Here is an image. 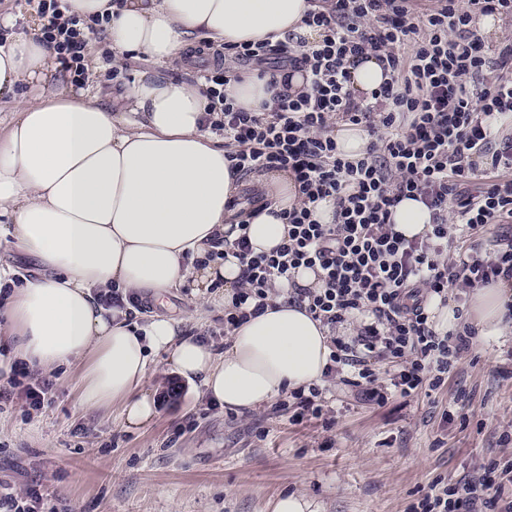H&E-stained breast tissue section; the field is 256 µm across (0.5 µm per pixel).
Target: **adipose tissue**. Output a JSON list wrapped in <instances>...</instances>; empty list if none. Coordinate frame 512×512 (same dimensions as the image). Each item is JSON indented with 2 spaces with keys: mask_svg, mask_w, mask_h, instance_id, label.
I'll list each match as a JSON object with an SVG mask.
<instances>
[{
  "mask_svg": "<svg viewBox=\"0 0 512 512\" xmlns=\"http://www.w3.org/2000/svg\"><path fill=\"white\" fill-rule=\"evenodd\" d=\"M81 17L112 13L119 52L164 63L183 57L198 36L216 44L288 37L315 44L320 35L302 19L311 0H69ZM61 66L55 53L25 33L0 43V99L14 110L0 119V243L41 268L23 279L0 264V330L10 339L0 370L17 365L47 373L77 367L80 404L117 412L138 431L157 415L149 366L166 360L211 402L253 411L285 392L321 383L329 362L328 327L290 304V285L318 287L313 270L279 282L265 312L232 329L223 352L184 333V319L130 306L105 307L108 288L152 293L156 302L178 288L201 296L223 282L232 298L241 273L235 257L194 266L220 238L235 240L239 224L254 252L270 251L288 233L282 217L299 201L285 171L263 175L268 203L239 215L232 201L239 175L226 150L203 125L207 100L198 88L144 73L114 112L96 98L65 88L42 92ZM30 95H21V86ZM225 95L251 112L269 111L266 78L252 73L225 86ZM512 283L478 288L464 309L433 298L440 333L468 318L481 335L512 332Z\"/></svg>",
  "mask_w": 512,
  "mask_h": 512,
  "instance_id": "adipose-tissue-1",
  "label": "adipose tissue"
}]
</instances>
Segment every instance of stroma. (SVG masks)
Masks as SVG:
<instances>
[{
  "label": "stroma",
  "mask_w": 512,
  "mask_h": 512,
  "mask_svg": "<svg viewBox=\"0 0 512 512\" xmlns=\"http://www.w3.org/2000/svg\"><path fill=\"white\" fill-rule=\"evenodd\" d=\"M196 65H165L147 57L114 64L107 35L89 49L95 72L88 84L103 105L122 96L145 72L200 85L216 65L243 74L250 63L217 55L198 39ZM223 285L207 304L189 289L172 291L166 314L199 311L202 333L224 349ZM53 388L41 410L24 399L0 409V489H37L51 512H269L281 494L303 493L325 512H408L434 482H462L480 465L512 459V334L478 336L432 394L362 401L333 379L322 398L331 426L295 424L275 404L243 415L209 404L164 360L151 366L158 417L147 430H125L117 416L80 408L75 390L51 373Z\"/></svg>",
  "instance_id": "stroma-1"
}]
</instances>
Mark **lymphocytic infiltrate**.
Segmentation results:
<instances>
[{
    "label": "lymphocytic infiltrate",
    "instance_id": "f902f5d3",
    "mask_svg": "<svg viewBox=\"0 0 512 512\" xmlns=\"http://www.w3.org/2000/svg\"><path fill=\"white\" fill-rule=\"evenodd\" d=\"M45 23L41 42L79 80L88 77L87 46L106 30L109 17L84 23L67 14L64 0H38ZM512 14V0H322L304 23L320 30L313 46L296 41L270 48L266 42L231 45L235 59L265 66L273 104L249 112L228 99L229 70L206 76L207 126L222 132L236 172H291L301 195L285 212L288 234L268 254H253L247 237L236 241L240 287L224 313L225 329L263 314L275 282L296 268L316 269L319 288H300L296 302L329 328L358 323L356 335L333 338L327 376L346 375L347 385L384 406L392 396L409 397L441 387L463 353L473 346L471 329L442 335L428 303L450 286L472 290L498 279L512 280V138L492 142L486 120L512 117V42L498 57L469 35L475 15ZM375 56L391 72L371 99L352 92L350 68ZM500 75L484 80L489 68ZM311 84L293 93L279 85L293 72ZM364 126L371 138L361 159L341 157L330 131L334 120ZM487 156L477 169L474 156ZM481 176L477 192L467 191ZM336 203L335 221L314 217L324 198ZM430 211L424 237L406 239L391 221L403 199ZM495 232L496 247L481 251L475 237ZM467 243L465 259L448 258V241ZM392 366L381 384L377 362ZM512 461H494L466 482L432 487L411 512H512L505 487Z\"/></svg>",
    "mask_w": 512,
    "mask_h": 512
}]
</instances>
